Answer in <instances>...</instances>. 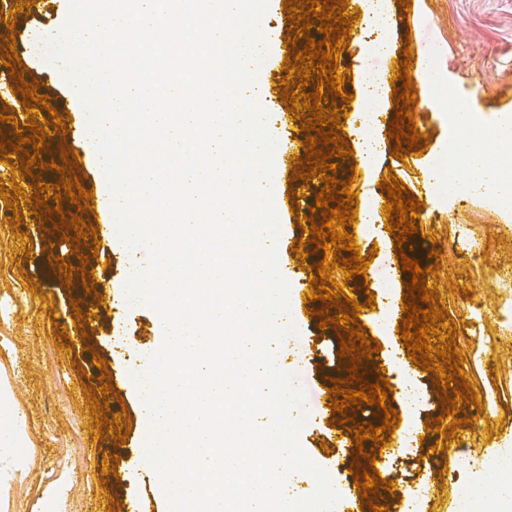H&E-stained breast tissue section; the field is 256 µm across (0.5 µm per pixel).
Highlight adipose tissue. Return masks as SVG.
<instances>
[{
	"instance_id": "obj_1",
	"label": "adipose tissue",
	"mask_w": 512,
	"mask_h": 512,
	"mask_svg": "<svg viewBox=\"0 0 512 512\" xmlns=\"http://www.w3.org/2000/svg\"><path fill=\"white\" fill-rule=\"evenodd\" d=\"M448 113L454 131L448 139L447 152L450 157L463 159L471 174L468 188L472 191H489L512 199V178L502 176L501 167L493 148L474 149L471 142L473 127L469 106L449 100ZM27 442L21 418L12 417L0 422V483L9 484L25 471L23 459L15 456V449L25 447Z\"/></svg>"
}]
</instances>
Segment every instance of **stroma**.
I'll return each instance as SVG.
<instances>
[{
  "instance_id": "1",
  "label": "stroma",
  "mask_w": 512,
  "mask_h": 512,
  "mask_svg": "<svg viewBox=\"0 0 512 512\" xmlns=\"http://www.w3.org/2000/svg\"><path fill=\"white\" fill-rule=\"evenodd\" d=\"M382 24L367 17L353 22L347 46L338 60L349 70L343 91L351 101L341 120L342 138L353 154L336 158L338 179H352L357 212L372 211L371 199L385 196L382 177L392 175L404 182L410 195L423 204L420 224L409 235L412 255L422 266H437L438 274L427 277L447 305L444 326L456 330V345L464 359L465 376L480 402L469 405V423L461 425L454 438L429 433L427 422L445 416L437 398L431 372L421 369L407 355L398 328L405 295L403 285L411 272L401 265L398 245L390 236L385 214L371 224L353 222L350 227L361 257L369 258L365 275L352 281L358 302L373 298V307L360 313L367 336L379 341L376 359L367 363L366 378H387L388 397L399 420L388 445L374 449L378 478L393 481L384 502L390 512H457L458 490L468 485L494 491L482 462L486 457L512 449V320L505 313L512 303V213L488 209L484 195L465 199L430 192L435 180L427 161L442 154L448 143L446 96L472 105L477 122L492 126L512 112V0H409L403 10L399 0H379ZM68 11V0H39L36 8H19L17 0H0V17H11L14 27L0 25V36L15 37V49L24 70L23 78L10 76L0 62V107L12 109L17 123L0 121V142L12 139L16 124L45 117L43 106L27 114L19 90L21 82L37 87L56 104L65 124L64 132L50 136L43 162L66 156L74 164L86 191L102 194L107 185L102 168L93 161L94 142L87 134V119L71 86L62 78L61 67L45 61L41 51L45 34L56 32ZM273 45L263 62V78L271 86L265 98L268 123L275 139H282L288 110L274 86L284 65L290 17L284 0H268L263 18ZM411 49L422 63H435L443 84L435 95L415 87L413 121L428 143L426 150H409L405 159L392 153L396 142L389 133L396 116L392 96H385L377 118V155L364 166L357 152L358 131L364 122L360 110L367 74H385L404 49ZM274 200L285 201L279 212L278 240L284 256L279 266L289 282L290 300L307 301L309 266L316 262L309 243L306 218L316 203L322 184L291 181L290 169L275 166ZM20 214V226L9 219ZM29 206L10 207L0 196V379L13 383V410L24 421L28 443L19 454L27 460L25 473L0 488V512H105L108 500L141 503L143 512H169L168 503L155 479L146 475L140 452L144 432L137 390L128 378L133 349L148 352L159 340L156 313L146 306L126 309L123 300L125 275L134 254L117 233L100 239L98 251L62 241L61 231H42ZM304 239L305 261L291 258L297 239ZM440 249L439 261L429 257ZM96 254L92 282L111 289L114 304L111 324H102L92 295L86 293L81 275L71 282L59 278L51 258L63 257L80 267V255ZM80 301L94 327L92 348L75 341L69 325L72 301ZM314 314L295 320L303 345H290L284 371L296 374L306 392L308 420L299 441L306 455L326 469L340 499L334 512H370L355 484L351 464L358 456L348 448H332L329 436L339 434L331 414L322 412L317 390L326 378H347L346 361L340 358V339L334 329L321 328ZM105 360L110 379L109 394L101 395L111 413L130 415L132 429L127 439H112L108 427L97 426L84 387L99 388L100 369L94 357ZM118 474L107 483L106 473Z\"/></svg>"
}]
</instances>
